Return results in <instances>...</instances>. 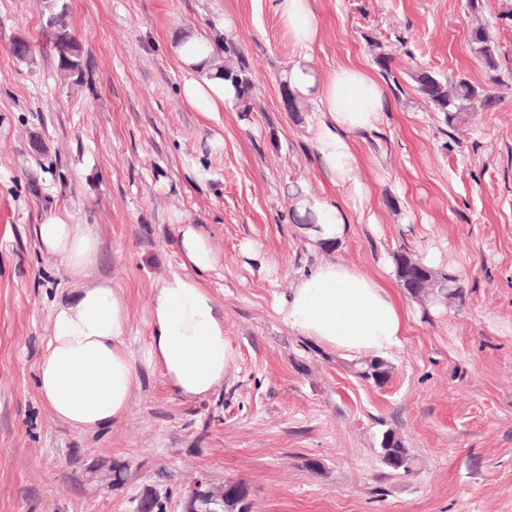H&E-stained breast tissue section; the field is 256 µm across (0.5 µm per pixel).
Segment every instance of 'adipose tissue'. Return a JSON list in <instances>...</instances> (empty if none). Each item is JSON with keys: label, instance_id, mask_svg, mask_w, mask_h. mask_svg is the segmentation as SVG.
<instances>
[{"label": "adipose tissue", "instance_id": "ef3b65f1", "mask_svg": "<svg viewBox=\"0 0 512 512\" xmlns=\"http://www.w3.org/2000/svg\"><path fill=\"white\" fill-rule=\"evenodd\" d=\"M275 9L300 53L283 76L300 100L318 101L322 119L316 132L317 152L332 178L347 183L356 159L346 136L370 129L385 109L382 86L366 70L348 66L322 74L310 64L307 50L317 38L309 0H276ZM171 49L185 74L184 100L202 112H219L234 103L211 56L206 31L182 32ZM298 215H311L301 234L324 247L345 233L333 201L297 195ZM41 251L54 255L81 284L58 297L51 308L52 332L42 348L38 393L52 414L79 432H95L123 420L130 410L136 381L126 344V303L106 281H87L98 242L82 224L53 211L34 227ZM178 247L190 274L165 279L150 300L148 356L159 366L173 393L194 402L208 397L224 380L235 351L224 336V315L211 290L199 280L213 271L217 257L206 235L182 225ZM289 329L347 356L383 355L398 348L405 314L395 293L383 282L333 260L321 262L298 278L278 301Z\"/></svg>", "mask_w": 512, "mask_h": 512}]
</instances>
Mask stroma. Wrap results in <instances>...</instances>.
Listing matches in <instances>:
<instances>
[{
	"instance_id": "35a3bbf8",
	"label": "stroma",
	"mask_w": 512,
	"mask_h": 512,
	"mask_svg": "<svg viewBox=\"0 0 512 512\" xmlns=\"http://www.w3.org/2000/svg\"><path fill=\"white\" fill-rule=\"evenodd\" d=\"M67 3L85 65L64 80L43 0H0V512H134L147 488L182 512L180 494L199 478L245 483L252 512H512V0H310L312 66L363 67L386 93L376 128L347 136L350 185L320 163L319 105L283 106L300 49L274 0ZM480 24L497 47L493 71L470 43ZM194 28L234 46L254 85L251 112L184 101L168 44ZM15 36L33 44L32 64L11 53ZM423 68L468 80L491 105L448 120L415 88ZM295 187L343 212L348 231L333 250L299 234ZM57 209L97 238L91 274L127 305L130 413L94 433L56 419L37 391L51 305L75 285L33 233ZM183 224L218 256L207 283L235 350L196 402L146 359L151 296L184 271ZM404 247L455 275L463 298L428 306L399 290L407 329L385 386L277 313V297L323 258L392 282ZM386 429L413 451L411 473L381 464ZM98 458L129 462L132 478L89 482Z\"/></svg>"
}]
</instances>
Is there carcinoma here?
Returning a JSON list of instances; mask_svg holds the SVG:
<instances>
[{
	"instance_id": "1",
	"label": "carcinoma",
	"mask_w": 512,
	"mask_h": 512,
	"mask_svg": "<svg viewBox=\"0 0 512 512\" xmlns=\"http://www.w3.org/2000/svg\"><path fill=\"white\" fill-rule=\"evenodd\" d=\"M50 8L44 27L53 40L58 68L68 77L79 74L83 71V54L68 19L67 5L53 0ZM470 41L484 67L496 69L497 49L487 31L481 26L474 28ZM214 62L224 81L233 87L239 111H252L254 86L245 69L228 64L217 54L214 55ZM414 81L418 93L435 111L445 113L450 121L462 112H474L486 106L489 101L488 95L469 82L461 79L450 84L431 70H419L414 75ZM394 267L397 279L404 287L413 269L420 267L426 271L422 286L411 291L414 298L424 303H445L462 296L457 277L426 264L409 250L402 249L394 254ZM354 371L359 378L380 387L389 382L393 367L382 357H362L354 363ZM379 458L386 468L403 474L410 473L415 463L411 449L390 429L382 432L379 439ZM87 471L90 478L101 479L111 487L125 484L132 476L131 465L120 460L96 459L90 463ZM167 502V494L148 488L137 499L136 512H166ZM183 508L184 512H251L249 490L239 481L227 480L219 486L207 483L199 499L183 501Z\"/></svg>"
}]
</instances>
